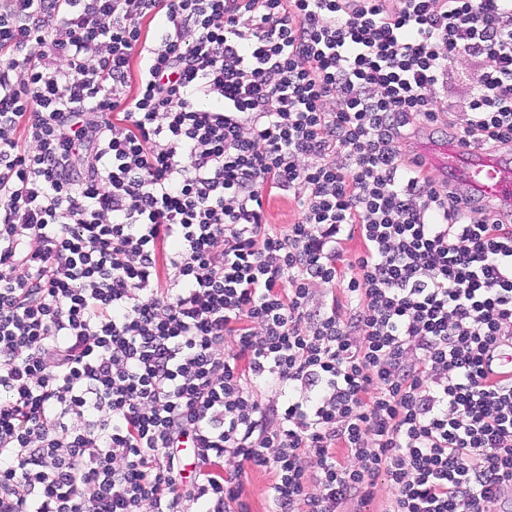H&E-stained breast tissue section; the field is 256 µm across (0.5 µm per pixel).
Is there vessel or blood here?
<instances>
[{"instance_id":"obj_1","label":"vessel or blood","mask_w":512,"mask_h":512,"mask_svg":"<svg viewBox=\"0 0 512 512\" xmlns=\"http://www.w3.org/2000/svg\"><path fill=\"white\" fill-rule=\"evenodd\" d=\"M420 152L436 182L460 191L462 206L477 203L492 213L512 208V153L459 139L430 142Z\"/></svg>"}]
</instances>
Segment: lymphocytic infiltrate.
Masks as SVG:
<instances>
[{
	"mask_svg": "<svg viewBox=\"0 0 512 512\" xmlns=\"http://www.w3.org/2000/svg\"><path fill=\"white\" fill-rule=\"evenodd\" d=\"M463 57L512 150V0H0V512H512V213L404 158ZM269 224L273 229H282L297 220L300 210L293 200L273 197L267 205ZM272 482L273 474L265 469H253L248 472L243 500L247 503L249 512H272L268 511V490Z\"/></svg>",
	"mask_w": 512,
	"mask_h": 512,
	"instance_id": "lymphocytic-infiltrate-1",
	"label": "lymphocytic infiltrate"
}]
</instances>
